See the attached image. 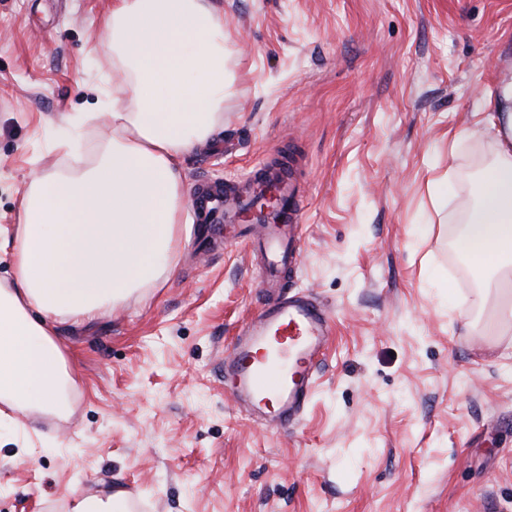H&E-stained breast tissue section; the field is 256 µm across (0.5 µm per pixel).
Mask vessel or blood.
<instances>
[{"mask_svg": "<svg viewBox=\"0 0 512 512\" xmlns=\"http://www.w3.org/2000/svg\"><path fill=\"white\" fill-rule=\"evenodd\" d=\"M272 185L276 206L253 244L273 282L287 279L303 242V193L295 168L282 164L255 170L241 187L200 181L193 206L201 223H246L256 192ZM332 333L325 306L305 293H285L264 304L238 332L224 358V383L240 408L271 428H285L302 416L315 383V366Z\"/></svg>", "mask_w": 512, "mask_h": 512, "instance_id": "obj_1", "label": "vessel or blood"}]
</instances>
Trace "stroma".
I'll list each match as a JSON object with an SVG mask.
<instances>
[{
  "instance_id": "35a3bbf8",
  "label": "stroma",
  "mask_w": 512,
  "mask_h": 512,
  "mask_svg": "<svg viewBox=\"0 0 512 512\" xmlns=\"http://www.w3.org/2000/svg\"><path fill=\"white\" fill-rule=\"evenodd\" d=\"M237 64L224 128L187 189L300 159L292 291L334 334L300 421L276 430L224 389L223 359L270 293L245 243L205 246L193 210L171 277L59 326L77 382L63 420H0V512H70L126 490L149 512H512V349L459 303L484 282L453 242L498 143L449 131L512 75V0H219ZM112 0H0V225L17 221L66 112L112 80ZM451 177L436 202V179Z\"/></svg>"
}]
</instances>
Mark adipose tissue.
<instances>
[{"label":"adipose tissue","instance_id":"1","mask_svg":"<svg viewBox=\"0 0 512 512\" xmlns=\"http://www.w3.org/2000/svg\"><path fill=\"white\" fill-rule=\"evenodd\" d=\"M111 135L91 165L36 173L0 226V402L59 419L76 388L56 328L168 278L185 205L182 162L222 127L224 13L214 0H114L104 24ZM459 247L498 279L487 323L512 322V147L501 145Z\"/></svg>","mask_w":512,"mask_h":512}]
</instances>
